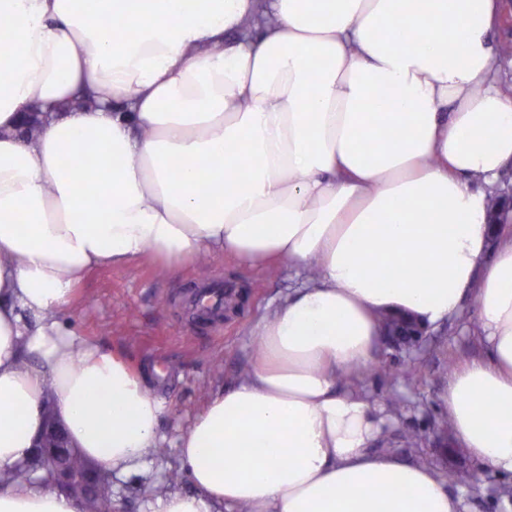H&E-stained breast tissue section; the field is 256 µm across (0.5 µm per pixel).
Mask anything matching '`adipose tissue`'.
Returning <instances> with one entry per match:
<instances>
[{"mask_svg":"<svg viewBox=\"0 0 512 512\" xmlns=\"http://www.w3.org/2000/svg\"><path fill=\"white\" fill-rule=\"evenodd\" d=\"M502 0H0V512H84L12 474L47 421L126 477L160 442L144 376L66 315L92 269L205 254L317 278L263 354L178 439L193 492L151 512H460L448 479L371 446L382 407L339 390L385 315L427 326L473 296L487 360L448 420L512 474V240L487 203L512 166ZM108 96L85 109L81 100ZM384 111H377L380 93ZM88 165L75 157L85 144Z\"/></svg>","mask_w":512,"mask_h":512,"instance_id":"ef3b65f1","label":"adipose tissue"}]
</instances>
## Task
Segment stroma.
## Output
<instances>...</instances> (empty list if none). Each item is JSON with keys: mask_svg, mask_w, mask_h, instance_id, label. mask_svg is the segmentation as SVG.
<instances>
[{"mask_svg": "<svg viewBox=\"0 0 512 512\" xmlns=\"http://www.w3.org/2000/svg\"><path fill=\"white\" fill-rule=\"evenodd\" d=\"M233 272L252 289L244 315L230 323L198 324L181 305L185 290L202 280H223ZM305 281L304 271L286 263L268 270L240 269L229 260L204 257L173 275L148 259L99 269L78 286L70 314L77 332L97 340L133 369L146 371L152 395L165 407L159 425L165 450L139 475L113 479V512H149L153 497L190 490L188 477L173 484L167 480L171 471L180 468L177 438L209 394L247 373L255 358V324ZM486 354L478 310L468 298L457 316L427 328L418 350L379 340L352 385L374 402H386L394 393L405 401L375 442V450L388 449L442 471L455 467L461 478L448 490L461 498L462 512H512V475L485 469L464 452L449 456L438 438L445 421L449 365L481 360ZM409 365L420 376L407 383L402 371ZM412 430L425 437L420 447H408L404 440L405 432Z\"/></svg>", "mask_w": 512, "mask_h": 512, "instance_id": "stroma-1", "label": "stroma"}]
</instances>
